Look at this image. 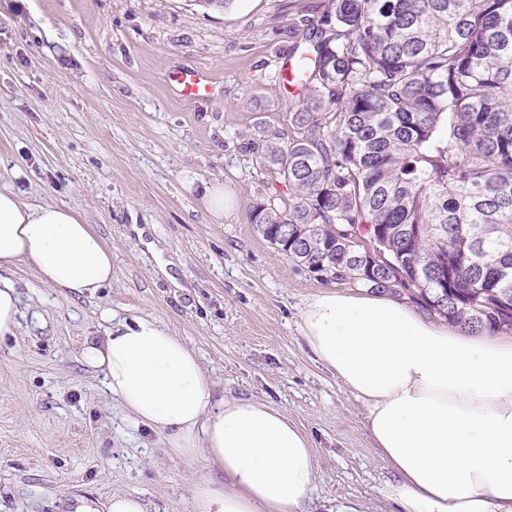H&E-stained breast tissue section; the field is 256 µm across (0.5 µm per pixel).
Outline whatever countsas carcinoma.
Segmentation results:
<instances>
[{
  "instance_id": "obj_1",
  "label": "carcinoma",
  "mask_w": 512,
  "mask_h": 512,
  "mask_svg": "<svg viewBox=\"0 0 512 512\" xmlns=\"http://www.w3.org/2000/svg\"><path fill=\"white\" fill-rule=\"evenodd\" d=\"M330 2L297 34L295 135L250 143L279 185L252 223L323 283L512 331V0Z\"/></svg>"
}]
</instances>
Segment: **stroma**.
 <instances>
[{"label": "stroma", "mask_w": 512, "mask_h": 512, "mask_svg": "<svg viewBox=\"0 0 512 512\" xmlns=\"http://www.w3.org/2000/svg\"><path fill=\"white\" fill-rule=\"evenodd\" d=\"M328 0H0V182L33 204L77 211L112 250V285L93 296L44 286L20 264L21 330L0 342V512H74L120 492L149 512H192L203 458L172 454L107 395L82 350L102 308L150 316L197 352L218 396L273 403L309 435L317 479L307 512L337 500L396 512L393 478L364 409L316 363L299 332L322 282L259 235L254 204L272 180L244 145L256 124L288 130L293 92L268 79L287 67L294 29ZM202 74L185 100L173 73ZM235 195L211 223L190 174ZM167 260L159 270L158 260Z\"/></svg>", "instance_id": "stroma-1"}]
</instances>
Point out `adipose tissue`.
Wrapping results in <instances>:
<instances>
[{"label": "adipose tissue", "instance_id": "adipose-tissue-1", "mask_svg": "<svg viewBox=\"0 0 512 512\" xmlns=\"http://www.w3.org/2000/svg\"><path fill=\"white\" fill-rule=\"evenodd\" d=\"M65 295L112 284V251L63 204L0 185V340L21 328L15 268ZM82 358L109 398L181 457H203L193 512H304L317 477L311 439L286 413L216 397L197 352L150 317L101 314ZM317 363L365 410L396 475L382 495L401 512H512V335L431 322L386 296L323 290L300 312Z\"/></svg>", "mask_w": 512, "mask_h": 512}]
</instances>
